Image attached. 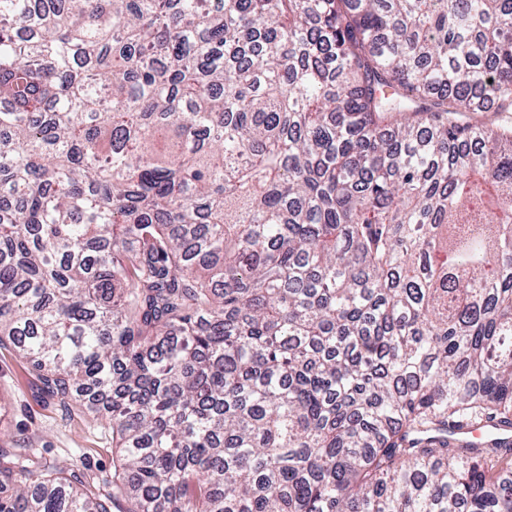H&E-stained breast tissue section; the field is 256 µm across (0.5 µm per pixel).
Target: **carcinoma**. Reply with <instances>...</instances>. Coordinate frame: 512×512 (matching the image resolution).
<instances>
[{"label":"carcinoma","instance_id":"obj_1","mask_svg":"<svg viewBox=\"0 0 512 512\" xmlns=\"http://www.w3.org/2000/svg\"><path fill=\"white\" fill-rule=\"evenodd\" d=\"M480 112L512 0H0V343L117 448H0V512H512Z\"/></svg>","mask_w":512,"mask_h":512}]
</instances>
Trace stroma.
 <instances>
[{"mask_svg":"<svg viewBox=\"0 0 512 512\" xmlns=\"http://www.w3.org/2000/svg\"><path fill=\"white\" fill-rule=\"evenodd\" d=\"M0 396L9 404V448H31L48 462L80 471L90 493H103L112 477V431L83 405L61 406L42 389L27 361L0 345Z\"/></svg>","mask_w":512,"mask_h":512,"instance_id":"35a3bbf8","label":"stroma"}]
</instances>
